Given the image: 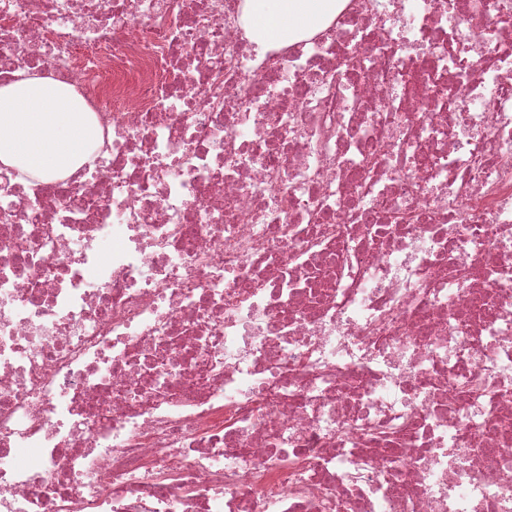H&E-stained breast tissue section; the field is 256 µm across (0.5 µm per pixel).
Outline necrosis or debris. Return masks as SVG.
<instances>
[{"mask_svg":"<svg viewBox=\"0 0 512 512\" xmlns=\"http://www.w3.org/2000/svg\"><path fill=\"white\" fill-rule=\"evenodd\" d=\"M0 0V512H512V0ZM342 5L343 0H246L249 33L259 48L288 44L322 28ZM0 86V164L38 178L64 177L80 166L102 129L70 88L40 75Z\"/></svg>","mask_w":512,"mask_h":512,"instance_id":"4bbe7bcc","label":"necrosis or debris"}]
</instances>
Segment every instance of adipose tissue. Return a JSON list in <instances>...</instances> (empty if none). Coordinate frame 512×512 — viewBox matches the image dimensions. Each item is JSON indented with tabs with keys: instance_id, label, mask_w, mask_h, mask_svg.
<instances>
[{
	"instance_id": "adipose-tissue-1",
	"label": "adipose tissue",
	"mask_w": 512,
	"mask_h": 512,
	"mask_svg": "<svg viewBox=\"0 0 512 512\" xmlns=\"http://www.w3.org/2000/svg\"><path fill=\"white\" fill-rule=\"evenodd\" d=\"M343 0H246L258 46L288 44L322 28ZM102 129L70 88L40 75L0 86V164L38 178L64 177L80 166Z\"/></svg>"
}]
</instances>
